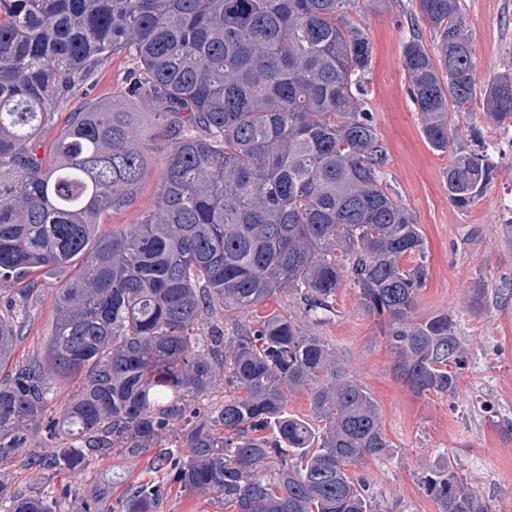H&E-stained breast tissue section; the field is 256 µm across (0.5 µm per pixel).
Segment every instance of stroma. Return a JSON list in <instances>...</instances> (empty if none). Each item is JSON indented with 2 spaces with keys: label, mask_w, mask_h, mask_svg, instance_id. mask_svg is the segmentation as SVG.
<instances>
[{
  "label": "stroma",
  "mask_w": 512,
  "mask_h": 512,
  "mask_svg": "<svg viewBox=\"0 0 512 512\" xmlns=\"http://www.w3.org/2000/svg\"><path fill=\"white\" fill-rule=\"evenodd\" d=\"M464 6L475 50L476 90L481 93L512 57V0H464ZM350 16L373 44L366 86L374 123L389 150L387 182L393 197L413 214L428 247L429 280L416 312L421 317L450 314L467 348L456 391L417 395L399 379L377 317L361 308L356 289L340 288L338 314L320 331L345 354L348 368L376 400L383 429L394 445L391 457L366 461L362 473L376 495L375 512H437L424 478L447 457L489 512H512V297L501 293L512 287V235L503 230L512 217V129L483 122V141L498 173L481 200L464 210L455 208L443 179L449 156L428 148L403 66V46L409 39L435 45L416 0H392L383 12L370 9L366 0H355ZM132 65L129 55L113 56L72 91L44 128V145L57 138L68 113L94 99L126 96L124 78ZM168 150L164 138L152 143L134 203L107 214L101 232L122 229L153 208L156 177ZM68 277L65 270L51 274L28 304L26 337L17 345L15 359L42 351L57 317L56 291ZM11 479L17 490L49 487L58 495L60 512H83L86 502L103 493L113 512H120L138 485L161 482L145 459L114 456L96 462L70 496L63 492L65 479L50 483L32 469L15 467ZM162 484L160 512H224L220 503L200 493L170 481Z\"/></svg>",
  "instance_id": "1"
}]
</instances>
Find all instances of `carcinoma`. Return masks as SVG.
<instances>
[{
	"label": "carcinoma",
	"instance_id": "obj_1",
	"mask_svg": "<svg viewBox=\"0 0 512 512\" xmlns=\"http://www.w3.org/2000/svg\"><path fill=\"white\" fill-rule=\"evenodd\" d=\"M437 40L404 47L429 147L451 152L448 199L467 209L496 166L460 142L475 97L463 0H418ZM353 0H0V280L23 281L0 316V472L24 465L79 480L98 460L139 458L224 504V512H373L351 471L393 453L378 405L317 328L338 290L383 320L400 376L417 394L457 389L466 348L450 316H415L426 242L385 180L388 151L367 108L372 62ZM126 53L132 101L67 116L62 101ZM483 115L512 127V62L486 88ZM169 143L155 207L108 235L130 206L157 134ZM80 265L56 293L43 355L10 363L31 275ZM286 292L299 312L258 314ZM241 313L253 315L241 321ZM79 379L58 418L56 385ZM224 381L221 407L187 416ZM306 395L310 414L288 412ZM183 434L161 441L172 421ZM46 426L57 446L33 448ZM438 512H488L447 458L425 477ZM158 483L123 512H158ZM3 512H59L46 490L0 483Z\"/></svg>",
	"mask_w": 512,
	"mask_h": 512
}]
</instances>
